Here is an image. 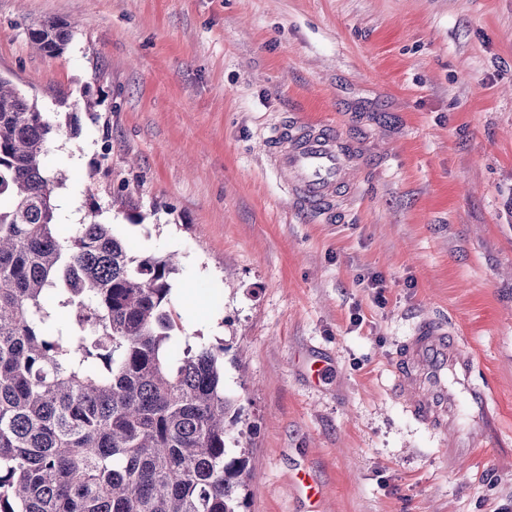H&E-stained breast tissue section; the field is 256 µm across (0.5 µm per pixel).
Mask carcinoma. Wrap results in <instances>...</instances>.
Wrapping results in <instances>:
<instances>
[{"label":"carcinoma","mask_w":512,"mask_h":512,"mask_svg":"<svg viewBox=\"0 0 512 512\" xmlns=\"http://www.w3.org/2000/svg\"><path fill=\"white\" fill-rule=\"evenodd\" d=\"M46 20L30 43L62 54ZM57 131L0 76V512H241L242 407L224 342L177 340L176 253L112 224L65 231L45 157Z\"/></svg>","instance_id":"cac0c4a2"}]
</instances>
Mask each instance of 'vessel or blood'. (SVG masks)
<instances>
[{"instance_id": "1", "label": "vessel or blood", "mask_w": 512, "mask_h": 512, "mask_svg": "<svg viewBox=\"0 0 512 512\" xmlns=\"http://www.w3.org/2000/svg\"><path fill=\"white\" fill-rule=\"evenodd\" d=\"M274 170L299 207L322 216L336 207V196L363 159L331 124L316 127L281 121L263 139ZM473 354L448 336L444 326L420 322L407 337L394 370V391L412 416L448 440V463L456 465L479 446L475 433L462 432L463 410L488 413L492 394L473 385Z\"/></svg>"}]
</instances>
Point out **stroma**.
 Wrapping results in <instances>:
<instances>
[{"instance_id":"35a3bbf8","label":"stroma","mask_w":512,"mask_h":512,"mask_svg":"<svg viewBox=\"0 0 512 512\" xmlns=\"http://www.w3.org/2000/svg\"><path fill=\"white\" fill-rule=\"evenodd\" d=\"M48 18L71 32L53 57L29 44ZM0 75L58 127L63 223L179 253L180 334L223 340L243 408L245 512H307L302 465L319 512H512V0H0ZM290 117L363 153L332 216L266 160ZM424 319L494 389L461 419L492 452L453 471L391 392Z\"/></svg>"}]
</instances>
